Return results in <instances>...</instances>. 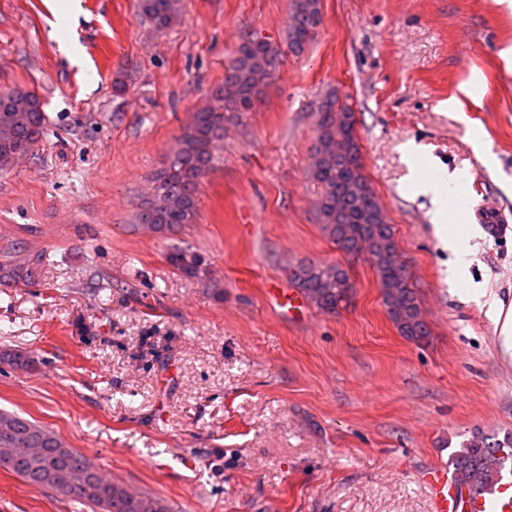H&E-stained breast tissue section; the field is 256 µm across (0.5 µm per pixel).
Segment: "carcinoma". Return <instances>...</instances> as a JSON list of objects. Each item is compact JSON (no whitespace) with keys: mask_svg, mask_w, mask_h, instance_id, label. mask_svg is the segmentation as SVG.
Wrapping results in <instances>:
<instances>
[{"mask_svg":"<svg viewBox=\"0 0 512 512\" xmlns=\"http://www.w3.org/2000/svg\"><path fill=\"white\" fill-rule=\"evenodd\" d=\"M143 17L158 29L169 26L176 11V0H139ZM291 51L302 53L322 24L321 0H289ZM281 63V52L267 42L260 47L248 38L237 48L232 64L224 74V85L212 94L211 103L194 113L182 131L167 166L153 178L151 193L138 213L141 225L158 233L170 232L197 217L200 180L216 161V147L224 140L225 125L250 111L262 95L263 86L254 79L259 71L274 76ZM318 110L317 136L311 149L310 178L321 189L319 218L331 241L342 252L368 254L376 269L383 304L391 320L405 338L422 342L429 328L410 284L408 269L394 244V231L363 172L360 145L353 108L328 92ZM11 123V136L0 140V160L17 162L28 155L44 134V112L38 96L26 89L0 92V118ZM344 139L350 152L344 156H322L318 144ZM170 262L187 276L206 272L203 257L175 248ZM42 257L17 260V252L0 256V285L32 278ZM292 280L305 298L323 312H334L346 300L349 276L335 263L303 261L292 273ZM0 360L16 369L28 370L34 360L21 352L2 353ZM39 448L30 461L0 456V470L24 482L52 489L83 505L90 512H171L165 500L149 493H136L126 485L96 472H84L85 458L48 427L15 412L0 409V448ZM512 463V437L492 441L474 435L451 456L453 474L460 497L471 494L502 475Z\"/></svg>","mask_w":512,"mask_h":512,"instance_id":"1","label":"carcinoma"}]
</instances>
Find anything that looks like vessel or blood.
Instances as JSON below:
<instances>
[{
  "label": "vessel or blood",
  "instance_id": "b4317fda",
  "mask_svg": "<svg viewBox=\"0 0 512 512\" xmlns=\"http://www.w3.org/2000/svg\"><path fill=\"white\" fill-rule=\"evenodd\" d=\"M266 298L281 309L301 307L298 294L273 282L265 290ZM425 481L433 498L434 512H512V481L496 482L488 490L458 498L456 482L446 469L434 468L426 472Z\"/></svg>",
  "mask_w": 512,
  "mask_h": 512
}]
</instances>
